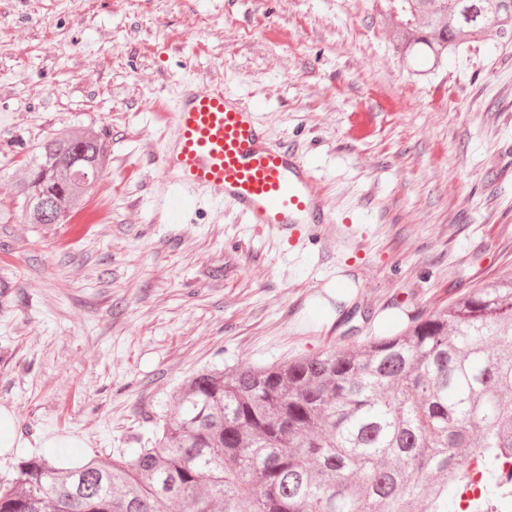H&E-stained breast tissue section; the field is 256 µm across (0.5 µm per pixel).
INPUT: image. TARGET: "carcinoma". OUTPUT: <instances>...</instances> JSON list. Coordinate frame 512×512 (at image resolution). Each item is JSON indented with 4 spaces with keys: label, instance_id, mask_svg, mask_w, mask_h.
<instances>
[{
    "label": "carcinoma",
    "instance_id": "carcinoma-1",
    "mask_svg": "<svg viewBox=\"0 0 512 512\" xmlns=\"http://www.w3.org/2000/svg\"><path fill=\"white\" fill-rule=\"evenodd\" d=\"M403 57L426 77L496 28L512 0H391ZM112 139L57 133L16 183L27 224H67ZM468 449L460 460L455 449ZM512 274L476 283L408 328L317 356L202 369L174 392L149 448L79 462L32 454L0 512H496L512 489Z\"/></svg>",
    "mask_w": 512,
    "mask_h": 512
}]
</instances>
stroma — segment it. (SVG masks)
Returning a JSON list of instances; mask_svg holds the SVG:
<instances>
[{
  "label": "stroma",
  "mask_w": 512,
  "mask_h": 512,
  "mask_svg": "<svg viewBox=\"0 0 512 512\" xmlns=\"http://www.w3.org/2000/svg\"><path fill=\"white\" fill-rule=\"evenodd\" d=\"M397 20L387 0H0V480L31 453L148 447L198 370L382 336L512 271V44L488 32L420 79ZM187 79L299 147L343 238L208 204L165 223L161 115ZM359 108L372 130L352 138ZM60 130L112 139L91 192L110 221L84 236L14 213L28 154Z\"/></svg>",
  "instance_id": "obj_1"
}]
</instances>
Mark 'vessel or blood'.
<instances>
[{"mask_svg":"<svg viewBox=\"0 0 512 512\" xmlns=\"http://www.w3.org/2000/svg\"><path fill=\"white\" fill-rule=\"evenodd\" d=\"M161 161L168 223H182L202 202L231 205L248 223L283 231L307 224L319 235L336 221L294 146L273 141L256 106L224 86L180 84Z\"/></svg>","mask_w":512,"mask_h":512,"instance_id":"vessel-or-blood-1","label":"vessel or blood"}]
</instances>
